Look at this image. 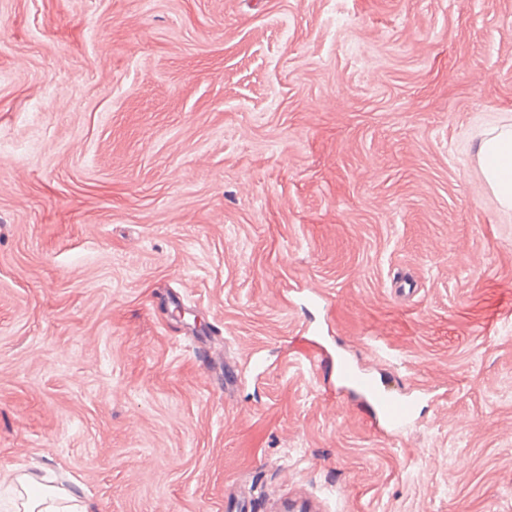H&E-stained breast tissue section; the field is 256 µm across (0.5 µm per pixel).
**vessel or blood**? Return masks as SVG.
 I'll use <instances>...</instances> for the list:
<instances>
[{
    "label": "vessel or blood",
    "instance_id": "vessel-or-blood-1",
    "mask_svg": "<svg viewBox=\"0 0 512 512\" xmlns=\"http://www.w3.org/2000/svg\"><path fill=\"white\" fill-rule=\"evenodd\" d=\"M336 382L339 390L367 408L380 431L391 435L414 425L419 406L429 397L421 387L410 390L390 388L383 380L361 369L341 353L336 356Z\"/></svg>",
    "mask_w": 512,
    "mask_h": 512
}]
</instances>
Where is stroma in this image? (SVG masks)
I'll list each match as a JSON object with an SVG mask.
<instances>
[{
	"mask_svg": "<svg viewBox=\"0 0 512 512\" xmlns=\"http://www.w3.org/2000/svg\"><path fill=\"white\" fill-rule=\"evenodd\" d=\"M506 122L512 0H0V473L512 512ZM310 328L437 401L378 432ZM485 180L499 203L512 209V125L493 130L478 147Z\"/></svg>",
	"mask_w": 512,
	"mask_h": 512,
	"instance_id": "obj_1",
	"label": "stroma"
}]
</instances>
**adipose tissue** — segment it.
<instances>
[{"label":"adipose tissue","instance_id":"1","mask_svg":"<svg viewBox=\"0 0 512 512\" xmlns=\"http://www.w3.org/2000/svg\"><path fill=\"white\" fill-rule=\"evenodd\" d=\"M485 180L499 203L512 209V125L493 130L478 147ZM21 512H89L87 501L74 490L26 491Z\"/></svg>","mask_w":512,"mask_h":512}]
</instances>
